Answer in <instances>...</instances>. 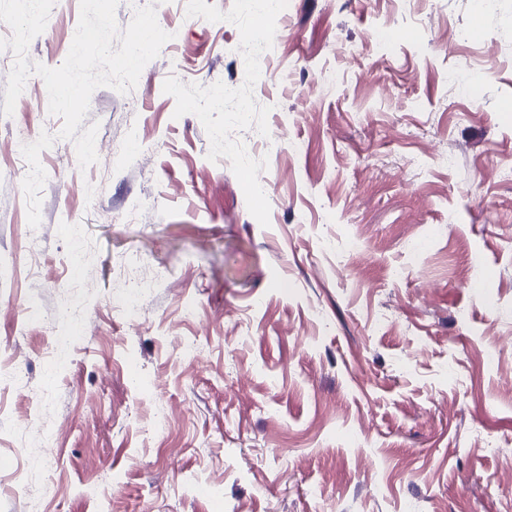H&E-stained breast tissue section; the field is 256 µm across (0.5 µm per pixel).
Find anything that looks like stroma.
Listing matches in <instances>:
<instances>
[{"label":"stroma","instance_id":"35a3bbf8","mask_svg":"<svg viewBox=\"0 0 512 512\" xmlns=\"http://www.w3.org/2000/svg\"><path fill=\"white\" fill-rule=\"evenodd\" d=\"M140 4L172 38L93 92L96 163L39 75L0 114V512H512V0H119L118 28Z\"/></svg>","mask_w":512,"mask_h":512}]
</instances>
